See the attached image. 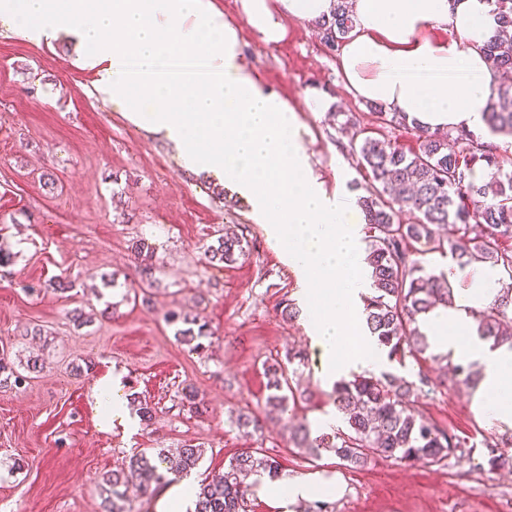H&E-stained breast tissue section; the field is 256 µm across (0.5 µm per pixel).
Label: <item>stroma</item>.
Here are the masks:
<instances>
[{"label":"stroma","mask_w":512,"mask_h":512,"mask_svg":"<svg viewBox=\"0 0 512 512\" xmlns=\"http://www.w3.org/2000/svg\"><path fill=\"white\" fill-rule=\"evenodd\" d=\"M273 46L245 33L246 64L297 111L310 163L327 191L364 195L368 185L351 136L329 118L354 114L372 136L418 146L413 131L379 122L349 97L336 56L313 24L291 20ZM66 38L46 45L11 34L0 22V346L23 385L0 388V512H102L97 487L125 456L150 448H200L194 483L211 480L245 448L262 449L282 475L340 476L335 512H512V471H490L486 442L500 431L476 415L467 387L443 386L444 362H385L384 370L436 385L417 408L473 448L445 466L377 460L351 468L333 455L307 460L288 447L284 422L267 418L264 361L305 355L294 423L335 413L331 382L317 374L304 317L288 320L285 300H299L300 280L236 193H218L186 171L176 148L131 123L95 92L96 73L75 62ZM322 92L330 112H309ZM231 229L246 249L233 264L204 251ZM147 240L161 267L147 301L126 293L141 281L134 248ZM114 277L115 286L104 284ZM74 281L73 290L56 283ZM42 283L35 294L24 284ZM196 315L208 324L200 349L181 341L165 315ZM42 368L27 370V359ZM121 375L123 400L155 409L137 429L107 424L93 388ZM197 410L182 403L184 387ZM253 412L262 429H237Z\"/></svg>","instance_id":"obj_1"}]
</instances>
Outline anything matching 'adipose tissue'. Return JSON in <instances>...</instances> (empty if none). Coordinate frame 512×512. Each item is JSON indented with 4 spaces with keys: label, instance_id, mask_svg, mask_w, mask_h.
<instances>
[{
    "label": "adipose tissue",
    "instance_id": "1",
    "mask_svg": "<svg viewBox=\"0 0 512 512\" xmlns=\"http://www.w3.org/2000/svg\"><path fill=\"white\" fill-rule=\"evenodd\" d=\"M335 0H240L242 24L212 0H0V20L15 35L52 42L67 37L95 70V88L133 124L164 136L185 168L224 177L250 203L269 240L298 273L320 377L374 371L383 352L360 334L371 286L351 194H327L314 177L295 110L259 81L243 59L241 30L271 46L287 20L330 18ZM487 0H353L354 27L338 69L356 100L382 104L432 129L484 131L483 108L496 77L482 51L496 25ZM444 36H433L434 28ZM198 49L209 76L159 70L163 58ZM501 269L452 268L451 306L418 318L435 352L481 371L477 410L512 429V346L478 333L476 315L491 305ZM270 499L296 504L338 497L337 482L296 474L263 479Z\"/></svg>",
    "mask_w": 512,
    "mask_h": 512
}]
</instances>
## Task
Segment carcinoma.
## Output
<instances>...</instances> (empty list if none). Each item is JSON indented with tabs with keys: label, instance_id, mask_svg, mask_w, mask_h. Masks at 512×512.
<instances>
[{
	"label": "carcinoma",
	"instance_id": "cac0c4a2",
	"mask_svg": "<svg viewBox=\"0 0 512 512\" xmlns=\"http://www.w3.org/2000/svg\"><path fill=\"white\" fill-rule=\"evenodd\" d=\"M493 19L503 33L512 29V0H494ZM321 42L331 51H340L353 29L348 0H337L333 15L317 22ZM483 51L497 72L512 73V44L495 38ZM374 111L383 123L407 127L406 116L388 112L381 105ZM484 119L493 135L512 136V83L498 85L484 105ZM418 149L404 151L398 144L365 136L353 144L359 165L369 176L367 195L358 205L369 232L366 262L371 268L374 295L365 299L364 331L387 351L390 361L403 363L407 355L418 358L430 348L415 323L417 317L439 304L452 303L453 288L444 273H435L414 258L413 244L422 243L423 253L448 254L453 263L464 268L475 263L499 267L512 280V171L504 169L493 148L474 139L464 130L430 131L413 125ZM489 171V179L477 183L472 174L477 166ZM416 215V221L400 220L403 210ZM143 262L146 285L155 282L158 267L153 263V249L145 241L136 246ZM205 253L210 261L229 264L245 255L241 238L227 234L209 245ZM169 324H184L176 335L185 342L206 336V324L198 317L170 312ZM479 335L493 342L512 345V286L496 294L494 302L478 314ZM447 362L448 386L472 385L476 372L472 365ZM303 363L299 351L288 352V364L275 360L264 362L269 394L265 399L268 413L280 420L290 419L298 399L287 365ZM13 382L19 386L25 376L0 357V386ZM431 379L423 371L408 380L392 372L378 375L355 374L334 385L332 398L342 415L343 429L331 434L311 436L309 426H288V447L304 457L319 458L332 453L348 466H365L377 459L423 462L445 466L451 458L461 459L470 450L469 436L449 434L424 416L411 396L425 392ZM512 445V437L500 443H486L490 470L511 469L512 454L499 445ZM200 450L187 446L174 453L158 452L151 459L143 453L131 455L120 469L102 478L104 512H129L126 507L129 486L140 493L161 486L169 475L191 472L199 463ZM260 471L276 477L277 461L253 450H245L229 460L224 473L200 485L194 512H247V478Z\"/></svg>",
	"mask_w": 512,
	"mask_h": 512
}]
</instances>
